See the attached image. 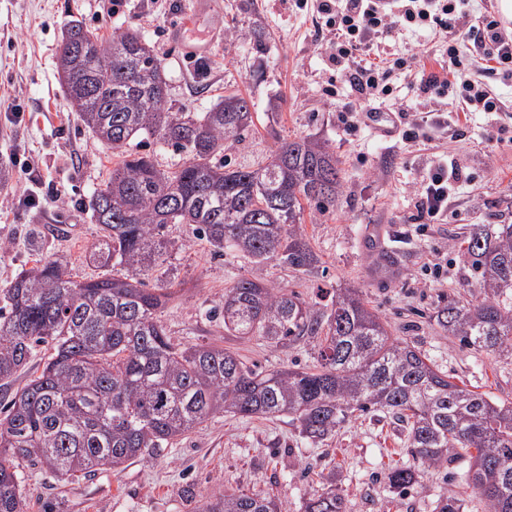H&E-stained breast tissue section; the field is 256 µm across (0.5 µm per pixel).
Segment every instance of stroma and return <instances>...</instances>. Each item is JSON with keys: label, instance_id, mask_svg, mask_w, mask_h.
<instances>
[{"label": "stroma", "instance_id": "35a3bbf8", "mask_svg": "<svg viewBox=\"0 0 512 512\" xmlns=\"http://www.w3.org/2000/svg\"><path fill=\"white\" fill-rule=\"evenodd\" d=\"M72 20L105 39L138 31L164 65L173 111H209L231 91L250 99L254 126L231 149L238 163L264 161L279 136L328 140L341 160L342 191L333 214L303 226L320 262L308 276L270 263L266 278L310 302L322 289L360 288L393 336L418 347L454 382L512 402V360L460 347L433 320L470 276L460 256L470 225L512 224V71L490 80L501 111H474L452 136L382 140L365 125L349 127L357 94L329 59L328 33L292 0H0V241L7 245L0 289L38 260H60L78 277L99 273L89 252L102 230L88 204L123 157L84 127L59 81L58 49ZM235 26L262 37L234 38ZM198 44L209 45L208 54H189ZM380 47L407 61L388 76L392 103L412 114L460 112L453 95L431 100L420 90L422 79L440 73L445 43L407 28ZM437 160L460 174L454 205L447 221L421 229L416 191ZM29 196L35 205L26 204ZM372 224L391 229L393 272L381 271L362 247ZM165 237L168 251L146 280L172 291L161 321L174 342L237 350L261 369L312 363L314 342L275 347L225 333L216 311L226 288L249 270L247 261L229 251L215 255L192 224L167 225ZM404 440L400 422L382 412L354 414L318 445L285 417L219 414L160 456L117 471L58 481L40 468H21L25 512H41L46 497L57 512H197L202 502L240 491L275 497L280 512H303L306 500L330 485L346 512H440L452 495L463 499L465 512H487L465 482L462 457L392 493L389 471L410 461Z\"/></svg>", "mask_w": 512, "mask_h": 512}]
</instances>
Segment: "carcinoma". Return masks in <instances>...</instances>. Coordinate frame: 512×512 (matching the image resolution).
I'll return each mask as SVG.
<instances>
[{
	"label": "carcinoma",
	"instance_id": "obj_1",
	"mask_svg": "<svg viewBox=\"0 0 512 512\" xmlns=\"http://www.w3.org/2000/svg\"><path fill=\"white\" fill-rule=\"evenodd\" d=\"M58 72L84 126L125 160L89 203L105 232L91 260L106 273L76 280L59 261H39L3 289L0 381L38 346L51 353L0 418V512H24L23 463L59 480L117 470L158 455L217 413L287 416L318 444L354 412L370 410L407 425L415 465L389 473L392 492L418 485L420 467L442 466L462 450L468 485L491 512H512V404L453 382L416 346L391 336L360 289L338 288L317 309L261 276L270 261L302 274L317 266L301 224L305 210L325 215L340 195L339 159L328 141L282 138L265 163H237L227 151L253 125L251 101L231 92L207 112L171 111L161 61L134 30L106 41L68 24ZM150 140L181 162L161 169L149 154L128 150ZM168 224H194L214 252L251 264L224 293V331L275 345L311 338L316 364L257 370L222 347L174 343L159 317L171 294L141 278L167 253ZM462 255L469 298L449 299L436 325L464 346L512 358V224L471 225ZM199 512H277V504L233 493ZM304 512H345L344 499L318 491Z\"/></svg>",
	"mask_w": 512,
	"mask_h": 512
}]
</instances>
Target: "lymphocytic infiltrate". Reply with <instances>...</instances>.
Listing matches in <instances>:
<instances>
[{
    "instance_id": "f902f5d3",
    "label": "lymphocytic infiltrate",
    "mask_w": 512,
    "mask_h": 512,
    "mask_svg": "<svg viewBox=\"0 0 512 512\" xmlns=\"http://www.w3.org/2000/svg\"><path fill=\"white\" fill-rule=\"evenodd\" d=\"M396 10L380 9L377 0H296L298 8L313 7L330 33L328 42L331 60L341 75L363 100L362 109L374 111L376 102L391 95L386 82L395 67V59L375 58V44L406 27L434 31L447 43L451 78L433 74L422 80L420 90L430 96H441L459 88L460 103L465 108L500 111L499 99L488 89L485 80L505 67H512V33L502 30L497 21L482 16L469 21L467 13L457 10L458 0H396ZM475 26L473 47L483 62L476 77L462 69L461 37L468 26ZM453 197L448 185V166L442 162L431 165L418 195L420 218L430 221L447 217Z\"/></svg>"
}]
</instances>
